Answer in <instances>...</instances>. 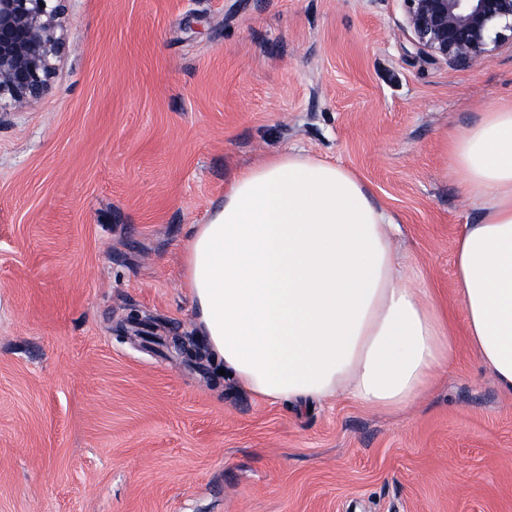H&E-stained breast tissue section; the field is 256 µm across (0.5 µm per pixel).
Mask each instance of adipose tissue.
<instances>
[{
    "mask_svg": "<svg viewBox=\"0 0 512 512\" xmlns=\"http://www.w3.org/2000/svg\"><path fill=\"white\" fill-rule=\"evenodd\" d=\"M449 159L483 211L454 244L468 340L512 395V105L458 135ZM399 231L344 167L285 152L239 169L185 248L198 335L258 399L407 409L455 343Z\"/></svg>",
    "mask_w": 512,
    "mask_h": 512,
    "instance_id": "1",
    "label": "adipose tissue"
}]
</instances>
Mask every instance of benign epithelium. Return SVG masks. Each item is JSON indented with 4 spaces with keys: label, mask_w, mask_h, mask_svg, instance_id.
I'll return each mask as SVG.
<instances>
[{
    "label": "benign epithelium",
    "mask_w": 512,
    "mask_h": 512,
    "mask_svg": "<svg viewBox=\"0 0 512 512\" xmlns=\"http://www.w3.org/2000/svg\"><path fill=\"white\" fill-rule=\"evenodd\" d=\"M67 0H0V112L39 102L66 46ZM400 30L425 63L473 67L512 46V0H403Z\"/></svg>",
    "instance_id": "7a95c632"
}]
</instances>
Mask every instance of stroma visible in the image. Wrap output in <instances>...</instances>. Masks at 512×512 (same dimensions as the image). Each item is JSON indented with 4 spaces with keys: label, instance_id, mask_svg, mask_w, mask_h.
<instances>
[{
    "label": "stroma",
    "instance_id": "stroma-1",
    "mask_svg": "<svg viewBox=\"0 0 512 512\" xmlns=\"http://www.w3.org/2000/svg\"><path fill=\"white\" fill-rule=\"evenodd\" d=\"M48 93L0 112V512H512V396L465 339L448 142L512 104V49L427 65L402 0H67ZM301 151L401 227L454 336L395 413L256 398L197 336L183 250L235 168ZM187 336L167 358L130 311Z\"/></svg>",
    "mask_w": 512,
    "mask_h": 512
}]
</instances>
